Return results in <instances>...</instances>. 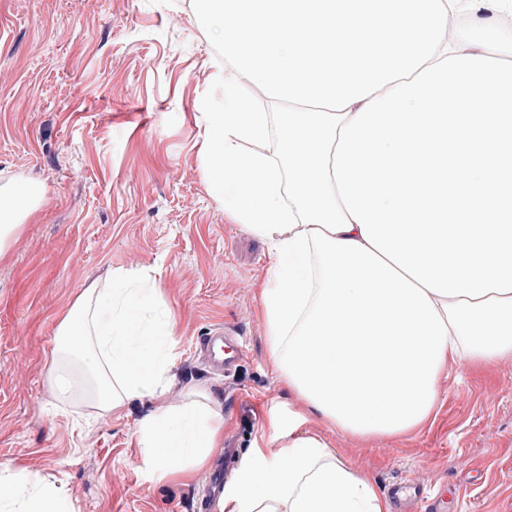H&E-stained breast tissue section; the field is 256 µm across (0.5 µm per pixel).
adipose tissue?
<instances>
[{
	"mask_svg": "<svg viewBox=\"0 0 512 512\" xmlns=\"http://www.w3.org/2000/svg\"><path fill=\"white\" fill-rule=\"evenodd\" d=\"M224 61V103L201 102V153L225 211L269 245L260 291L270 361L296 401L224 487V512H390L306 411L375 439L433 420L461 361L512 356V42L461 10L512 0H192ZM284 112L266 111L239 76ZM276 140L274 153L260 144ZM245 143L253 152H242ZM43 189L0 184V257ZM171 312L156 282L118 270L90 284L56 334L52 374L109 412L143 398L151 478L192 477L224 436L207 392L164 404ZM139 341H131L132 333ZM0 512H71L53 484L0 468Z\"/></svg>",
	"mask_w": 512,
	"mask_h": 512,
	"instance_id": "adipose-tissue-1",
	"label": "adipose tissue"
}]
</instances>
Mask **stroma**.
<instances>
[{"instance_id": "stroma-1", "label": "stroma", "mask_w": 512, "mask_h": 512, "mask_svg": "<svg viewBox=\"0 0 512 512\" xmlns=\"http://www.w3.org/2000/svg\"><path fill=\"white\" fill-rule=\"evenodd\" d=\"M218 60L190 0H0V183L45 188L0 260V466L55 483L73 512H195L203 486L139 469L151 399L109 413L54 392L57 324L91 281L155 279L174 317L165 401L208 391L236 455L294 405L259 311L268 245L214 199L200 152L198 103L224 101ZM217 326L241 342L224 376L194 352ZM438 392L436 420L407 437L367 441L314 413L304 428L380 492L409 483L448 512H512V357L454 366Z\"/></svg>"}]
</instances>
